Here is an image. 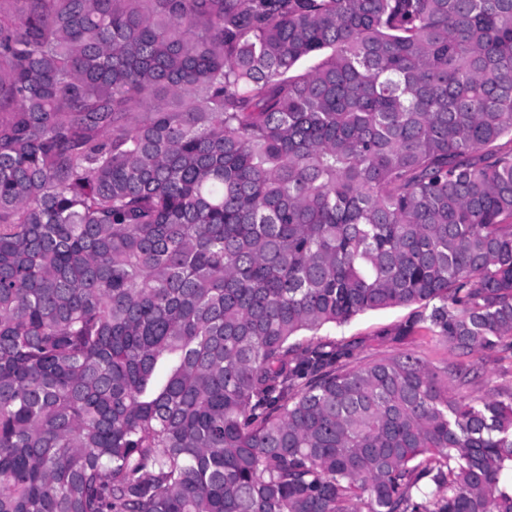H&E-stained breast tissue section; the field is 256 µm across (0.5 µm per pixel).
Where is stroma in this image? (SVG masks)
Returning a JSON list of instances; mask_svg holds the SVG:
<instances>
[{
    "instance_id": "obj_1",
    "label": "stroma",
    "mask_w": 512,
    "mask_h": 512,
    "mask_svg": "<svg viewBox=\"0 0 512 512\" xmlns=\"http://www.w3.org/2000/svg\"><path fill=\"white\" fill-rule=\"evenodd\" d=\"M415 307H393L370 311L349 323L321 330L320 336L339 344L351 345L354 360L363 364L398 353L420 356L431 367L463 366L474 369L475 379L458 389V396L478 400L495 390L512 387V353H480L464 356L449 350L438 337L422 330L406 331Z\"/></svg>"
}]
</instances>
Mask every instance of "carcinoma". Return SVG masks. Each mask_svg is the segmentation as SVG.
I'll use <instances>...</instances> for the list:
<instances>
[{
    "label": "carcinoma",
    "instance_id": "obj_1",
    "mask_svg": "<svg viewBox=\"0 0 512 512\" xmlns=\"http://www.w3.org/2000/svg\"><path fill=\"white\" fill-rule=\"evenodd\" d=\"M512 0H0V512H512ZM417 306L393 307L362 314L343 326L321 330L318 338L339 344H350L354 361L363 364L391 357L398 353H413L431 367L463 366L477 371L475 379L466 387L451 388L453 395L467 400H479L495 390L512 387V353L474 352L460 356L448 345L425 331L402 332L409 324Z\"/></svg>",
    "mask_w": 512,
    "mask_h": 512
}]
</instances>
